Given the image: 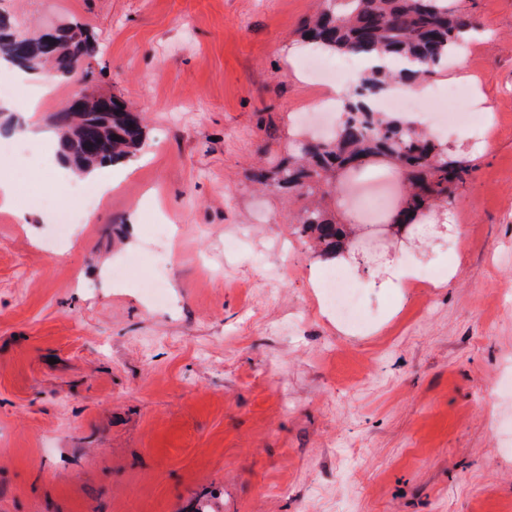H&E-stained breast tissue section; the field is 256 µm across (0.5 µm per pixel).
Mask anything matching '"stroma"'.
Wrapping results in <instances>:
<instances>
[{
	"instance_id": "obj_1",
	"label": "stroma",
	"mask_w": 512,
	"mask_h": 512,
	"mask_svg": "<svg viewBox=\"0 0 512 512\" xmlns=\"http://www.w3.org/2000/svg\"><path fill=\"white\" fill-rule=\"evenodd\" d=\"M319 0H0L37 34L96 37L92 85L145 117L124 178L53 249L52 218L0 212V512H512V0H469L479 28L456 87L473 122L433 133L471 173L443 210L446 250L366 216L348 176L350 247L378 237L434 266L432 288L361 287L367 323L326 313L298 232L303 198L250 179L295 149L328 84L303 70ZM168 297L112 270L151 253Z\"/></svg>"
}]
</instances>
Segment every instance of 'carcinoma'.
I'll list each match as a JSON object with an SVG mask.
<instances>
[{
	"label": "carcinoma",
	"instance_id": "obj_1",
	"mask_svg": "<svg viewBox=\"0 0 512 512\" xmlns=\"http://www.w3.org/2000/svg\"><path fill=\"white\" fill-rule=\"evenodd\" d=\"M66 28L80 39L72 49H48L47 36L31 38L16 30L13 17L0 13V35L17 37L8 53L19 69L48 66L62 77L76 71L83 58L99 54L94 36L78 23ZM473 29L472 14L462 0H324L323 7L308 21L303 37L325 51L358 57L387 56L408 61L412 67L399 70H370L349 94L343 117L331 137L300 135L297 152L272 170H258L255 180L288 194L316 197L318 202L303 207L297 218L301 235L309 238L322 257L347 246L344 225L336 222L325 204L341 192L339 176L359 171L373 163L392 162L403 168L409 182L406 206L396 217L410 224L424 210L448 201V193L465 181L471 168L448 157V150L422 131L402 120L366 105L368 96L380 93L395 77L426 79L454 53L463 33ZM67 156L73 165L90 169L119 161L139 150L145 140V125L138 112L112 97L86 112L61 109L55 116ZM106 140L109 149L98 154H74L82 140Z\"/></svg>",
	"mask_w": 512,
	"mask_h": 512
}]
</instances>
